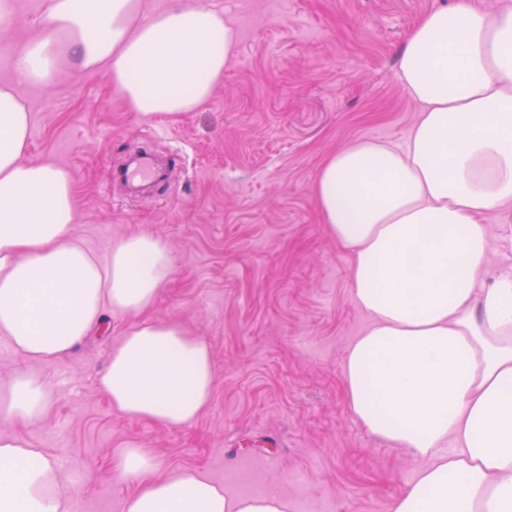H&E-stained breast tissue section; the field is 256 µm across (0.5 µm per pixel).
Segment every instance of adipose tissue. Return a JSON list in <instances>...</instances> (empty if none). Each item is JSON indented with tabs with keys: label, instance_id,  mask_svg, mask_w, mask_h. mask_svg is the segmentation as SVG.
Listing matches in <instances>:
<instances>
[{
	"label": "adipose tissue",
	"instance_id": "1",
	"mask_svg": "<svg viewBox=\"0 0 512 512\" xmlns=\"http://www.w3.org/2000/svg\"><path fill=\"white\" fill-rule=\"evenodd\" d=\"M47 21L0 86V337L33 362L68 356L109 312L153 307L175 264L153 234L102 257L85 249L70 172L25 157L17 86L55 85L66 60L105 72L139 116L175 115L209 99L239 42L223 11L185 0L151 12L143 0H51ZM398 72L420 107L404 140L338 150L312 185L371 319L344 359L345 397L368 432L424 461L391 512H512V265L485 281L482 222L491 212L512 230V0L429 11ZM97 385L127 417L185 427L212 398L210 345L179 321H142ZM49 402L41 377L15 375L0 386V425L38 421ZM112 477L138 485L122 512H290L276 492L232 497L202 470L161 471L144 448L123 449ZM57 478L44 449L0 435V512H72Z\"/></svg>",
	"mask_w": 512,
	"mask_h": 512
}]
</instances>
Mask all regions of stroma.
<instances>
[{"label":"stroma","mask_w":512,"mask_h":512,"mask_svg":"<svg viewBox=\"0 0 512 512\" xmlns=\"http://www.w3.org/2000/svg\"><path fill=\"white\" fill-rule=\"evenodd\" d=\"M228 13L236 55L191 112L143 118L103 73L63 64L56 85H21L30 160L67 168L76 237L105 255L122 237L164 238L176 272L146 315L116 312L60 362H31L0 340V383L42 376L38 423L10 434L61 459L76 512H122V449L150 450L170 472L198 468L242 496L263 483L308 512H391L422 459L371 435L343 395L348 348L371 319L352 298L350 258L325 231L311 188L323 158L358 141L396 142L420 110L397 56L428 11L456 0H203ZM50 0H14L0 45L19 52L45 30ZM171 160L175 194L125 200L114 163L143 142ZM177 320L211 345L214 391L172 429L112 410L96 376L140 318ZM274 440L271 448L263 440Z\"/></svg>","instance_id":"stroma-1"}]
</instances>
